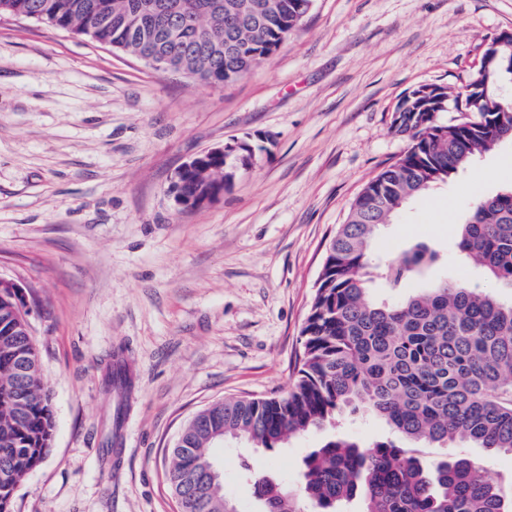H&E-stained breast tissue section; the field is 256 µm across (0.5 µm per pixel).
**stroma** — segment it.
<instances>
[{
  "label": "stroma",
  "instance_id": "obj_1",
  "mask_svg": "<svg viewBox=\"0 0 512 512\" xmlns=\"http://www.w3.org/2000/svg\"><path fill=\"white\" fill-rule=\"evenodd\" d=\"M510 29L512 0H314L275 54L227 87L0 17V277L24 293L55 416L11 512H179L167 469L186 423L291 386L326 248L408 147L392 128L400 98L461 86ZM238 141L256 146L252 165L214 201L177 205V169ZM476 169L492 179L473 182ZM511 184L509 141L413 200L373 251L394 259L423 239L441 251L429 277L479 280L458 258V225ZM117 353L134 375L125 395L105 385ZM334 433L390 436L359 414L284 448L237 439L211 455L225 493L256 512L242 464L295 483Z\"/></svg>",
  "mask_w": 512,
  "mask_h": 512
}]
</instances>
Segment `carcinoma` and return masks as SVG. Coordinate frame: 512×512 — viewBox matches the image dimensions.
<instances>
[{"label": "carcinoma", "mask_w": 512, "mask_h": 512, "mask_svg": "<svg viewBox=\"0 0 512 512\" xmlns=\"http://www.w3.org/2000/svg\"><path fill=\"white\" fill-rule=\"evenodd\" d=\"M314 0H0V16H20L87 35L135 57L163 56L169 70L208 84L232 85L272 56L310 12ZM487 77L477 71L454 91L400 99L393 128L410 144L371 179L332 238L324 272L301 333L294 381L283 396L229 399L196 415L182 430L168 470L171 490L185 487L180 512H239L195 461L210 459V435L245 438L258 450L324 429L342 413L365 412L401 438L446 448L470 443L512 454V187L477 199L459 224L457 249L482 280L439 278L400 300L374 301L370 284L391 288L420 277L438 253L420 242L398 259L373 262L381 226L410 201L448 182L503 140L499 120L512 118V50ZM457 116L446 122L439 114ZM253 156L174 178L192 194L230 185ZM24 318L0 297V324ZM25 358L0 356V512L38 466L55 429L50 391L37 367L32 334L15 336ZM130 383L120 362L107 386ZM262 512H512V475L494 476L482 458L422 460L392 442L364 446L332 436L303 459L290 488L248 471Z\"/></svg>", "instance_id": "1"}]
</instances>
